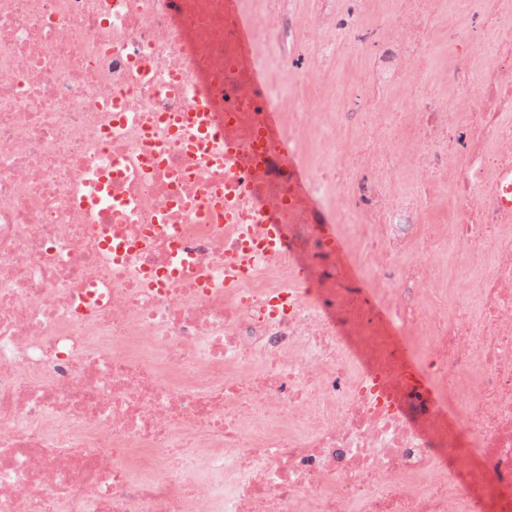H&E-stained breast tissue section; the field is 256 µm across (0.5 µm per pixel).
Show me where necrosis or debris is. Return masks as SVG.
I'll list each match as a JSON object with an SVG mask.
<instances>
[{"label": "necrosis or debris", "mask_w": 512, "mask_h": 512, "mask_svg": "<svg viewBox=\"0 0 512 512\" xmlns=\"http://www.w3.org/2000/svg\"><path fill=\"white\" fill-rule=\"evenodd\" d=\"M238 2L0 0V512H512V34L479 56L476 7L448 39L480 112L415 92L408 146L382 151L358 90L336 109L292 67L310 38L334 55V0L289 29L288 0ZM435 2L349 17L363 46L392 37L379 82L421 60ZM201 99L238 148L220 164L183 133ZM312 116L358 125L366 163ZM281 137L331 156L310 189L370 281L337 267ZM409 164L449 226L408 224ZM103 184L99 181L88 180L84 188L76 193L78 204L85 210H93L102 199Z\"/></svg>", "instance_id": "1"}]
</instances>
